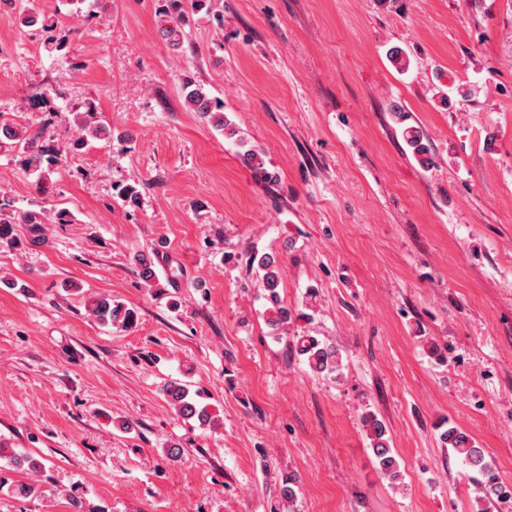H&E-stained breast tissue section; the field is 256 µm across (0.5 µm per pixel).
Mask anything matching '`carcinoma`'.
<instances>
[{
    "label": "carcinoma",
    "instance_id": "1",
    "mask_svg": "<svg viewBox=\"0 0 512 512\" xmlns=\"http://www.w3.org/2000/svg\"><path fill=\"white\" fill-rule=\"evenodd\" d=\"M185 101L189 109L205 121L208 125L217 130H227L229 122L224 116L221 105L212 99L204 88L188 77L184 82ZM81 118L80 129L82 137L73 143L71 151L75 152L82 148L88 139H106V127L97 118V109L88 102L82 106V110L76 113ZM0 126L11 131V138L19 140L21 147V162L28 170H33L45 176L52 172V169L62 163L61 153L49 145L41 143V135L36 131H26L16 122L0 119ZM408 144L412 147L413 153L420 157V161L428 165L431 163L430 147L424 133L418 128H407L404 130ZM10 200L0 198V245L11 244L14 241V225L30 224L34 227L45 223L43 214L30 211L15 218L8 212ZM252 263L256 264V272L260 273L261 287L264 290L267 308L265 310L267 323L275 330L281 329L291 320V313L283 304L279 288L281 284L280 265L277 259L271 254L254 256ZM89 311L104 325H110L121 330H128L136 323V314L133 309L114 302L108 297L95 298L88 305ZM296 348L299 355L305 358L307 365L315 373H332L340 367V355L336 347L326 345L314 336H299L296 340ZM165 396L169 403L184 418H195L205 425L210 420L207 407L196 402L200 391L190 392L187 384L171 381L164 387ZM362 424L367 431L370 440V448L378 470L385 476L396 479L399 476V464L390 447V437L384 422L373 412L362 416ZM441 443L452 449L465 464H467L477 475L478 484L483 488L485 499L490 500L492 496L500 492L497 477L491 466L485 459L484 450L476 447L475 442L468 434L456 427H450L440 434ZM10 466L15 470H27L39 472L43 463L34 456L26 453L14 454L9 460Z\"/></svg>",
    "mask_w": 512,
    "mask_h": 512
}]
</instances>
